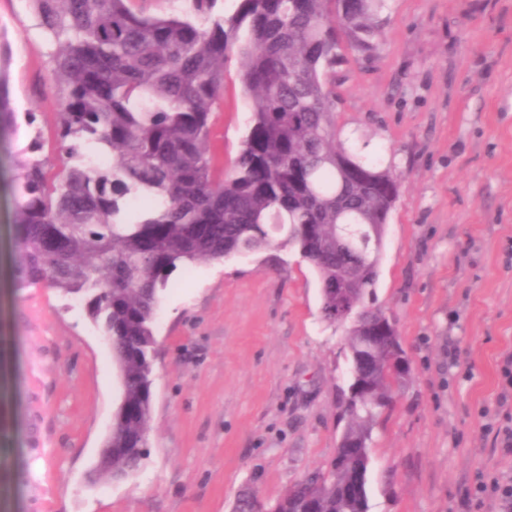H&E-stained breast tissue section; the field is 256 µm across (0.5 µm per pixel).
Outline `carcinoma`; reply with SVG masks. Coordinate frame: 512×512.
<instances>
[{
  "instance_id": "carcinoma-1",
  "label": "carcinoma",
  "mask_w": 512,
  "mask_h": 512,
  "mask_svg": "<svg viewBox=\"0 0 512 512\" xmlns=\"http://www.w3.org/2000/svg\"><path fill=\"white\" fill-rule=\"evenodd\" d=\"M146 15L135 0H28L50 46L57 91L51 173L36 127L19 160L15 279L89 299L112 330L119 398L113 476L140 470L151 419L154 327L171 275L199 262L294 249L315 271L324 321L346 326L352 382L347 424L328 473H313L277 512H368L369 441L407 376L378 349L357 369L366 333L391 319L373 305L382 251L359 256L365 224H388L398 175L336 130L333 74L347 54L376 49L386 0H183ZM249 112L238 155L211 151L224 111L226 64ZM17 127L0 71V131ZM344 276L343 313L324 289ZM240 490L233 512H252Z\"/></svg>"
}]
</instances>
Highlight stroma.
Returning a JSON list of instances; mask_svg holds the SVG:
<instances>
[{"label":"stroma","mask_w":512,"mask_h":512,"mask_svg":"<svg viewBox=\"0 0 512 512\" xmlns=\"http://www.w3.org/2000/svg\"><path fill=\"white\" fill-rule=\"evenodd\" d=\"M379 46L337 65L336 125L383 147L400 177L374 302L397 326L406 386L369 442V512H498L476 483L512 480L495 428L512 354V0H387ZM0 64L15 112L55 136L48 47L26 0H0ZM249 114L229 62L218 157ZM0 138V221L15 210L16 155ZM0 358V497L9 512H232L266 508L328 472L351 383L345 329L325 322L317 275L296 251L176 271L156 323L149 455L132 478L88 482L112 424V352L84 299L9 284Z\"/></svg>","instance_id":"obj_1"}]
</instances>
